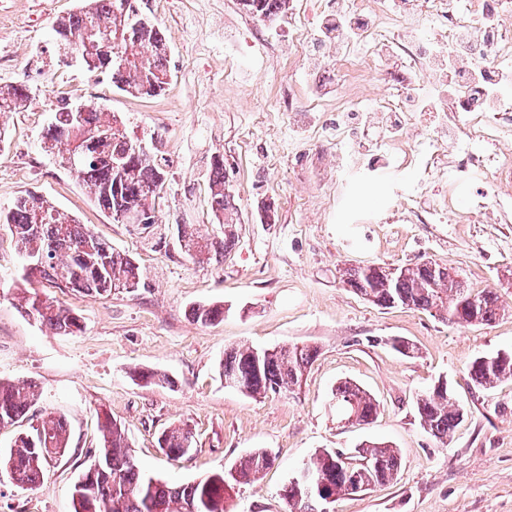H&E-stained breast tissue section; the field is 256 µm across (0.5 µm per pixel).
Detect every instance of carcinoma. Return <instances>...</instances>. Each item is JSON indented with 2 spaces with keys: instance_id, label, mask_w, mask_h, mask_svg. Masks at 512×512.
<instances>
[{
  "instance_id": "1",
  "label": "carcinoma",
  "mask_w": 512,
  "mask_h": 512,
  "mask_svg": "<svg viewBox=\"0 0 512 512\" xmlns=\"http://www.w3.org/2000/svg\"><path fill=\"white\" fill-rule=\"evenodd\" d=\"M240 9L262 21L276 20L287 10L288 0H238ZM132 0H87L78 11L53 24L56 40L65 53L72 55L85 45L92 31L108 35L103 45L104 62L92 71L111 74L112 85L132 96H154L169 84L168 41L161 23L147 20L135 28ZM29 100L22 86L0 87V111H18ZM51 139L49 148L59 144L73 152L84 146L88 153L78 167L75 179L88 189L100 211L113 219L120 213L140 212L155 223L154 202L166 181V159L156 153L143 158L131 157L138 141L125 123L97 104L74 119L66 106L55 109L54 119L42 139ZM210 186V207L224 223V241L214 242L198 231L181 225L184 254L194 259L207 254L220 260L236 246L232 225L239 222V208L232 193L224 191V157H212L205 173ZM4 226L16 244L24 262L42 258L45 265L35 277L22 274L33 285L71 289L92 298H107L113 292L137 288L139 267L129 255L112 248L86 225L59 210L42 195L25 193L11 205L0 209ZM387 267L350 266L343 276L351 290L384 308L396 306L435 312L451 324H461L476 316L479 325L494 323L499 314V297L490 289L473 292L453 267L434 274L422 265H407L398 279L386 274ZM28 319L64 334L82 330L80 317L49 297L38 293L21 298ZM193 319L202 325L224 320L221 306L200 305L192 309ZM314 346L290 345L273 349L256 365L250 349L224 352L219 375L231 378L238 391L247 396L279 394L297 386L306 369L317 357ZM476 387L488 390L504 379H512V352L478 357L469 366ZM336 413L354 417L358 424L372 423L378 414L377 401L359 385L342 381L333 390ZM35 399L33 382L0 381V428L13 426L29 412ZM417 416L423 430L442 444L464 416L446 390L433 389L416 401ZM102 444L85 475L72 491L75 512H225V483L248 484L271 464L264 450H255L234 462L229 469L180 485L162 482L142 471L134 462L125 430L106 415L100 425ZM193 438L186 425L172 426L159 438V447L167 457L185 456ZM67 424L60 416L46 414L17 436L9 453L0 456L12 482L21 488L42 483L45 466L65 453ZM307 465L325 480L328 495H345L385 485L400 469L398 452L383 442L366 445L357 455L342 458L338 451H320ZM289 512H320L317 498L309 497L293 484L283 489Z\"/></svg>"
}]
</instances>
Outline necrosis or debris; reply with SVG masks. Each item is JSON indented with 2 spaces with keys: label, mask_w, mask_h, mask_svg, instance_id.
Returning <instances> with one entry per match:
<instances>
[{
  "label": "necrosis or debris",
  "mask_w": 512,
  "mask_h": 512,
  "mask_svg": "<svg viewBox=\"0 0 512 512\" xmlns=\"http://www.w3.org/2000/svg\"><path fill=\"white\" fill-rule=\"evenodd\" d=\"M511 10L512 0H336L331 24L312 27L300 8L286 16L296 42L323 31L328 45L344 43V59L351 64L389 47L407 53V72L392 90L371 94L347 73L346 91L336 100L337 112L347 119L377 112L393 123L389 134L373 141L370 161L352 166L353 172L388 182L389 210L416 213L425 194L423 182L403 185L393 180L394 172L412 165L427 177L438 166L436 129H415L411 153L398 149L412 127L411 104L419 99L457 132L455 159L448 164L449 192L495 176V221L512 223V166L506 162L512 156V30L500 21ZM438 55L464 57L469 81L437 84L431 61Z\"/></svg>",
  "instance_id": "1"
}]
</instances>
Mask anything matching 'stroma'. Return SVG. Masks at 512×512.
Instances as JSON below:
<instances>
[{
  "mask_svg": "<svg viewBox=\"0 0 512 512\" xmlns=\"http://www.w3.org/2000/svg\"><path fill=\"white\" fill-rule=\"evenodd\" d=\"M81 0H0V86L31 89L37 108L0 117L9 145L0 151V209L25 192L51 199L142 271L131 292L96 299L44 289L74 310L83 329L63 335L23 315L17 293L20 261L0 230V379L31 381L35 402L22 421L0 429V455L46 413L62 416L68 447L47 465L37 489L12 484L0 470V512H74L72 487L101 444L99 410L125 427L137 463L170 483H187L230 467L263 449L271 465L249 485L230 492V512H285L281 497L297 467L316 452L351 451L370 441L396 448V480L344 497L333 512H512V380L477 389L468 374L481 356L512 351V223L495 224L490 211L464 224H358V215L386 209L383 184L353 183L340 207L325 194L341 179L334 107L343 84L338 54L280 36L258 49L257 21L237 0H136L160 22L169 46L170 84L156 97L117 91L108 73H91L59 50L57 16ZM323 111H306L310 92ZM293 97L289 120L275 122L277 101ZM94 101L126 120L162 151L167 180L155 202L156 222H111L41 136L62 100ZM229 164L239 205L235 248L220 262L198 263L180 251L178 227L194 225L223 239L210 208L206 165ZM272 206L274 222L262 219ZM452 264L476 291L491 288L500 315L488 326H459L429 313L384 309L357 296L338 278L348 265L398 267L423 261ZM224 308L222 322L193 321L197 305ZM416 347L405 357L391 347ZM316 347L300 387L265 397L225 388L219 364L231 348ZM166 375L163 385L139 379ZM447 380L464 418L448 444L423 431L418 395ZM353 381L379 403L368 425L342 421L332 391ZM188 424L189 455L169 459L158 439Z\"/></svg>",
  "mask_w": 512,
  "mask_h": 512,
  "instance_id": "obj_1",
  "label": "stroma"
}]
</instances>
